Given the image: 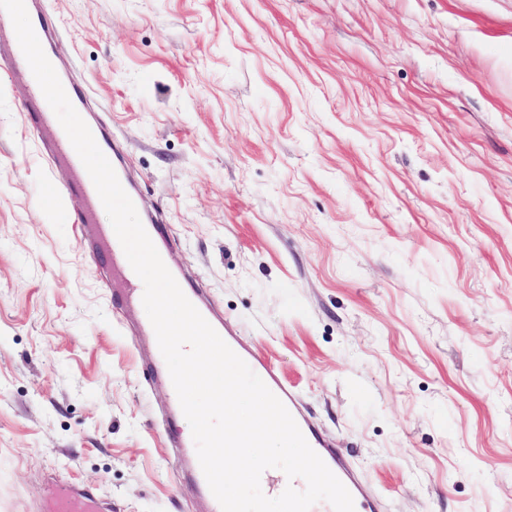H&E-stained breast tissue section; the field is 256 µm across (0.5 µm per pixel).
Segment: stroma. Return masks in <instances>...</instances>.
Returning a JSON list of instances; mask_svg holds the SVG:
<instances>
[{"mask_svg": "<svg viewBox=\"0 0 512 512\" xmlns=\"http://www.w3.org/2000/svg\"><path fill=\"white\" fill-rule=\"evenodd\" d=\"M171 267L379 512H512V0H43ZM0 65V512H206ZM110 510L103 503H97L85 490H66L60 497L54 512H103Z\"/></svg>", "mask_w": 512, "mask_h": 512, "instance_id": "stroma-1", "label": "stroma"}]
</instances>
